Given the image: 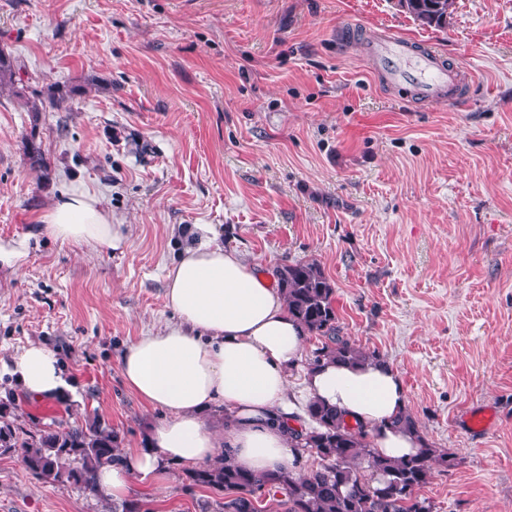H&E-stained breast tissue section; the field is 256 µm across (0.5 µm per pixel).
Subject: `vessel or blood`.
I'll return each instance as SVG.
<instances>
[{
	"label": "vessel or blood",
	"mask_w": 512,
	"mask_h": 512,
	"mask_svg": "<svg viewBox=\"0 0 512 512\" xmlns=\"http://www.w3.org/2000/svg\"><path fill=\"white\" fill-rule=\"evenodd\" d=\"M368 67L386 85L430 103H461L468 76L436 49L396 35H379L366 45Z\"/></svg>",
	"instance_id": "1"
}]
</instances>
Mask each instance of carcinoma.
<instances>
[{"mask_svg": "<svg viewBox=\"0 0 512 512\" xmlns=\"http://www.w3.org/2000/svg\"><path fill=\"white\" fill-rule=\"evenodd\" d=\"M398 5L419 25L442 28L455 8V0H398ZM20 68L0 52V88L15 89ZM272 275L288 312L312 336L323 338L309 359L313 369L323 362L354 365L383 357L340 335L335 306L336 288L314 261H295L274 268ZM314 423L295 436L298 453H313L319 467L306 473L293 468L277 474L241 472L221 458L186 472L189 485L217 494L236 496L211 504L214 512H261L252 499L266 489L280 493L285 512H432V505L417 491L431 478L434 466L453 465L452 453L437 448L423 436L417 419L405 412L394 424L415 433L422 445L409 457L393 459L374 448L368 433L348 425L335 408L319 401L306 405ZM120 436L99 419L61 429L47 427L31 433L0 423V454H12L35 478L61 487L74 486L99 497L96 473L122 460Z\"/></svg>", "mask_w": 512, "mask_h": 512, "instance_id": "cac0c4a2", "label": "carcinoma"}]
</instances>
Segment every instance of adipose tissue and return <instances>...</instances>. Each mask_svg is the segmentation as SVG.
<instances>
[{
    "label": "adipose tissue",
    "mask_w": 512,
    "mask_h": 512,
    "mask_svg": "<svg viewBox=\"0 0 512 512\" xmlns=\"http://www.w3.org/2000/svg\"><path fill=\"white\" fill-rule=\"evenodd\" d=\"M38 221L55 240L97 252L123 251L129 239L127 225L78 187L60 194ZM216 237L212 225L195 226L165 268L174 321L137 337L121 357L127 387L162 418L146 447L99 470V489L113 500L131 494L135 476L161 475L171 462L206 464L224 456L253 473L294 463L300 424L289 378L308 332L289 314L272 275ZM12 366L23 391L36 398L56 397L65 386L56 355L42 345L26 347ZM302 392L336 407L348 424H362L383 455L399 458L419 446L415 434L390 425L408 400L389 365L326 363L305 371Z\"/></svg>",
    "instance_id": "1"
}]
</instances>
